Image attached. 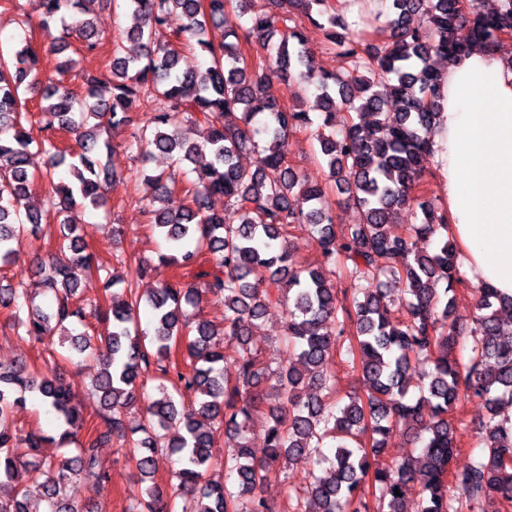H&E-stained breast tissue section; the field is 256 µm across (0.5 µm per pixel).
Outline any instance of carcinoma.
<instances>
[{
	"label": "carcinoma",
	"mask_w": 512,
	"mask_h": 512,
	"mask_svg": "<svg viewBox=\"0 0 512 512\" xmlns=\"http://www.w3.org/2000/svg\"><path fill=\"white\" fill-rule=\"evenodd\" d=\"M122 2L134 19L126 39L139 43L142 53L129 55L119 42L111 43L109 68L83 79L80 99L63 84L39 81V56L28 42L0 53V261L15 255L41 224V215L22 204L33 181L32 151L47 156L39 179L57 195L59 214L78 206L99 209L108 204L105 189L125 180L110 158L112 132L126 130L127 149L146 158L161 152L171 161L170 170L147 176L154 188L148 214L153 232L168 246L159 262L178 273L145 296L138 284L152 264L129 261L122 287L107 276L101 281L112 314L105 333L75 335L68 324L84 318L77 304L81 279L101 274L105 264L88 252L84 228L66 217L55 252L36 263L52 303L33 304L22 279L0 285V309L9 312L19 335L66 336L69 353L83 354L97 339L109 350L89 387L107 428L81 441L86 420L72 404L71 383L51 368L34 376L23 365L0 363V483L14 491L0 499V512H30L28 482L38 479L47 512H81L63 489L78 477L95 488L109 481L98 448L120 443L141 478L150 479L162 439L178 456L175 494L181 506L150 486L132 512H273L262 495L267 474L297 458L312 460L321 474L295 495L296 512H404L414 488L420 512H501L512 504V421L501 417V409L512 406V340L505 339L501 317L512 311V296L477 289L470 354L460 362L453 357L458 336L450 318L464 281L443 204L422 200L419 223L399 235L390 230L412 200L422 178L420 162L431 150L440 107L432 61L451 60L474 42L498 45L512 31V0L491 13L475 2L465 12L460 0H387L391 41L380 46L354 40L351 23L332 0H266V10L254 8L255 0ZM40 5L41 29L55 54L70 49L72 37L83 52L101 50L105 19L89 13L82 0ZM175 12L184 23L170 33ZM66 13L71 22L53 35L51 25ZM303 21L341 49L344 70L310 68ZM211 27L224 28L226 41H211ZM255 41L266 55L254 62L247 49ZM186 48L203 57L201 68L180 69ZM275 77L314 89L321 112L313 116L300 104H280ZM36 90L42 104L34 124L24 94ZM186 123L201 128L203 142L182 138ZM297 130L318 142L330 186L364 214V222L342 239L326 188L288 162V135ZM63 134L75 136L78 150L61 146ZM247 147L257 154L252 169L239 162ZM203 150L210 161L186 169ZM186 182L187 203L168 207ZM215 196L224 197V209L212 207ZM301 225L327 261L344 257L351 277L373 287L341 298L332 269L297 265L287 238ZM395 288L409 296L402 314L390 307ZM206 295L224 299V327L189 316L187 308L198 309ZM284 302L286 341L296 362L271 370L250 336L267 308ZM143 306L152 315L148 331L136 320ZM226 342L238 345L231 367L224 363ZM179 351L189 363L186 372L177 370ZM336 354L367 387L339 407L330 401L336 376L327 371ZM420 359L429 371L414 395L408 370ZM152 368L165 381L148 398L142 422L129 427L124 412ZM26 392L55 413L59 438L41 429L10 431L8 421ZM463 398L481 401L487 415L479 421L482 453L458 469L448 415ZM264 413L266 453L257 460L246 434ZM401 425L415 426L421 455L377 465ZM220 433L236 441L222 460L211 452ZM327 439L334 448L330 456L322 451ZM19 440L34 450L55 440L78 447L76 455L57 462L20 464L12 452ZM217 467L233 481L208 478Z\"/></svg>",
	"instance_id": "carcinoma-1"
}]
</instances>
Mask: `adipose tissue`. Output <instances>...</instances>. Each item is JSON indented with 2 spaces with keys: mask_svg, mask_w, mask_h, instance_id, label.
Masks as SVG:
<instances>
[{
  "mask_svg": "<svg viewBox=\"0 0 512 512\" xmlns=\"http://www.w3.org/2000/svg\"><path fill=\"white\" fill-rule=\"evenodd\" d=\"M431 133L448 234L473 284L512 296V51L481 44L441 67Z\"/></svg>",
  "mask_w": 512,
  "mask_h": 512,
  "instance_id": "adipose-tissue-1",
  "label": "adipose tissue"
}]
</instances>
